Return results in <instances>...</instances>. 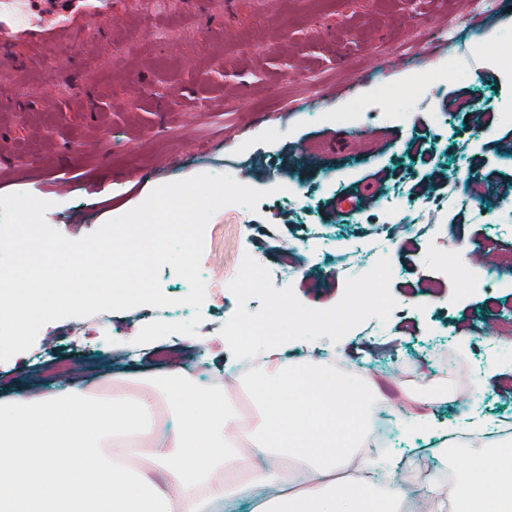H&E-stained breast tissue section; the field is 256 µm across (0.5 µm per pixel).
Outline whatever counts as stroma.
Returning a JSON list of instances; mask_svg holds the SVG:
<instances>
[{"label": "stroma", "mask_w": 512, "mask_h": 512, "mask_svg": "<svg viewBox=\"0 0 512 512\" xmlns=\"http://www.w3.org/2000/svg\"><path fill=\"white\" fill-rule=\"evenodd\" d=\"M111 10L97 26L93 13ZM32 17L81 25L78 42L34 32L16 41L0 86V195L50 202L47 223L81 238L141 204L157 186L226 174L268 197L211 217L200 262L206 284L196 336L173 333L182 368L236 366L225 332L263 321L274 300L300 313L350 310L343 333L286 319L275 327L293 361L330 352L391 372L442 429H395L400 457L428 455L441 476L467 456L455 425L473 409L512 423V359L486 337L512 315V67L471 46L512 47V0H32ZM166 33L167 41L156 38ZM409 55L401 68L390 62ZM479 186L481 218L454 199ZM451 204L427 208L432 193ZM402 210L420 222L403 244L380 240ZM295 251L283 254L285 241ZM474 247L461 259L458 241ZM366 251L349 275L336 261ZM264 269L254 284L239 280ZM174 306H138L45 324L28 350L0 362V399L49 388L62 361L78 379L166 371L157 347L131 343L160 319L192 316L188 285L160 273ZM461 357L472 406L448 388L442 352Z\"/></svg>", "instance_id": "obj_1"}]
</instances>
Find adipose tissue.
<instances>
[{"label":"adipose tissue","mask_w":512,"mask_h":512,"mask_svg":"<svg viewBox=\"0 0 512 512\" xmlns=\"http://www.w3.org/2000/svg\"><path fill=\"white\" fill-rule=\"evenodd\" d=\"M248 382L255 415L239 427L224 388L197 386L174 367L165 401L143 392L116 405L75 382L21 391L0 404V512H512V440L495 455L472 449L454 482L411 486L395 457L365 448L373 390L317 363L287 362L269 337ZM165 404L169 425L149 430ZM151 449L159 490L129 464L132 444Z\"/></svg>","instance_id":"1"}]
</instances>
